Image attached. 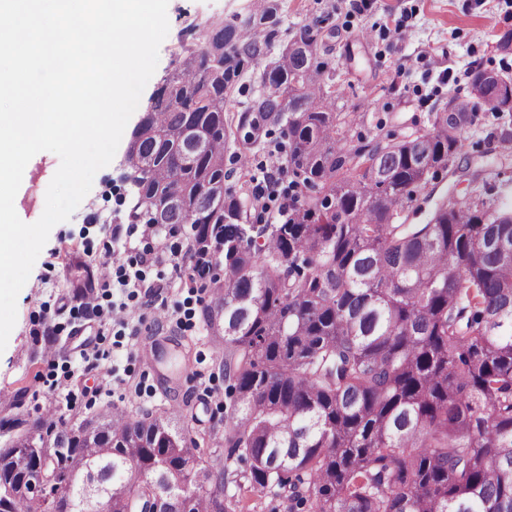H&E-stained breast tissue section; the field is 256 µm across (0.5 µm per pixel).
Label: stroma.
<instances>
[{
  "mask_svg": "<svg viewBox=\"0 0 512 512\" xmlns=\"http://www.w3.org/2000/svg\"><path fill=\"white\" fill-rule=\"evenodd\" d=\"M282 28L313 19L335 28L319 49L345 106L361 104L363 133L377 124L397 135L431 125L433 112L448 100L470 97V72L480 67L512 77V51L498 47L512 34V0H278ZM255 0H169V33L143 100L150 98L183 60L181 41H198L214 21L246 25ZM411 26L398 40L399 20ZM452 70L450 83L440 75ZM272 134L263 148L224 147L230 181L244 184L284 163ZM120 142L107 167L68 221L55 225L17 297V320L0 353V448L14 422L33 424L50 408L79 425L108 408L134 415L159 412L171 403L185 407L181 426L195 438L201 457H210L224 430L221 351L202 320L216 301L210 289L191 278L189 263L174 264L193 238L190 225L159 226L155 235H129L132 186ZM60 160L50 152L29 162L17 193L16 212L36 222ZM99 267L109 263L110 287L97 289L100 312L89 315L75 295L68 272L70 255ZM125 303V313L113 303ZM105 360L89 364V350Z\"/></svg>",
  "mask_w": 512,
  "mask_h": 512,
  "instance_id": "1",
  "label": "stroma"
}]
</instances>
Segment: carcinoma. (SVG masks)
<instances>
[{
	"mask_svg": "<svg viewBox=\"0 0 512 512\" xmlns=\"http://www.w3.org/2000/svg\"><path fill=\"white\" fill-rule=\"evenodd\" d=\"M270 3L243 28L210 24L181 44L180 72L151 98L150 133L137 142L147 168L133 174L129 218L190 224L193 276L208 278L203 310L224 344L227 455L208 461L173 405L140 417L108 409L74 428L49 410L29 433L38 451L64 448L57 466L70 490L34 492L10 448L0 450V512H92L84 489L146 472L129 496L159 493L164 509L230 512L224 460L288 512H512V209L496 182L457 164L462 132L487 107L512 118V78L477 67L483 82L456 119L436 112L429 130L369 140L347 136L336 91L319 60L322 27H281ZM281 55L260 74L239 113V144H261L269 125L288 140V220L251 215L243 188L224 183L230 137L224 96L245 65ZM476 187L459 201L437 194L438 170ZM224 185L216 200L211 185ZM178 195L170 209L167 199ZM426 214L419 224L408 214ZM266 231L252 247L248 224ZM74 287L95 275L78 255ZM207 487L170 497L179 480Z\"/></svg>",
	"mask_w": 512,
	"mask_h": 512,
	"instance_id": "obj_1",
	"label": "carcinoma"
}]
</instances>
